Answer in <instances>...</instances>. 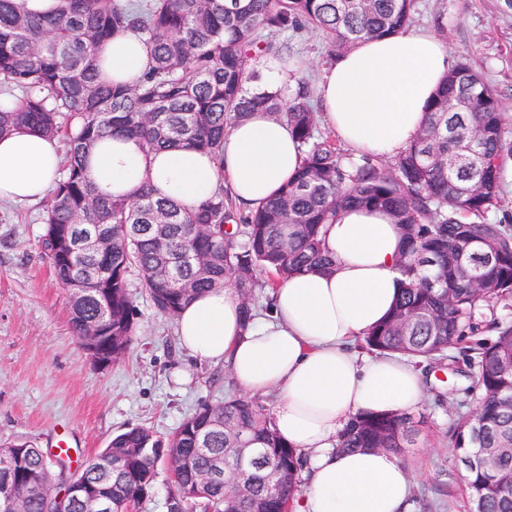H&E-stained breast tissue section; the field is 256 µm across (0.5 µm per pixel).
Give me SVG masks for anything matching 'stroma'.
Instances as JSON below:
<instances>
[{"instance_id": "stroma-1", "label": "stroma", "mask_w": 512, "mask_h": 512, "mask_svg": "<svg viewBox=\"0 0 512 512\" xmlns=\"http://www.w3.org/2000/svg\"><path fill=\"white\" fill-rule=\"evenodd\" d=\"M418 4L414 27L436 30L454 61L469 63L512 114V0ZM266 39L289 43L298 78L317 84L330 62L320 32ZM43 216L40 203H0V443L26 440L46 449L63 438L72 459L83 460L126 428L145 426L165 436L199 406L236 393L222 366L198 363L180 347L174 321L156 314L134 274L133 341L119 362L94 366L42 254ZM471 385V377L445 376V404L429 399L410 412L417 434L401 462L415 477L413 499L431 501V512H469L464 473L446 431Z\"/></svg>"}]
</instances>
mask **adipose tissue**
Segmentation results:
<instances>
[{
    "mask_svg": "<svg viewBox=\"0 0 512 512\" xmlns=\"http://www.w3.org/2000/svg\"><path fill=\"white\" fill-rule=\"evenodd\" d=\"M97 56L118 83L136 82L149 48L132 32L101 44ZM454 61L432 30L367 39L339 53L318 84V104L353 156H397L427 120L426 108ZM303 156L287 121L257 109L224 137V159L187 146L148 150L107 135L85 158L99 190L135 198L143 187L193 209L228 183L251 211L291 180ZM58 142L27 131L0 137V202L41 200L58 178ZM335 264L300 272L271 295L267 312L246 315L231 287L196 295L176 319L178 341L198 362L224 364L253 395L275 393L278 434L304 454L306 490L294 512H411L407 468L382 450L344 453L337 437L363 412H402L426 397L423 373L398 355L363 357L354 345L391 312L401 286L402 234L386 211L340 210L323 227Z\"/></svg>",
    "mask_w": 512,
    "mask_h": 512,
    "instance_id": "adipose-tissue-1",
    "label": "adipose tissue"
}]
</instances>
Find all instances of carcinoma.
Instances as JSON below:
<instances>
[{
	"mask_svg": "<svg viewBox=\"0 0 512 512\" xmlns=\"http://www.w3.org/2000/svg\"><path fill=\"white\" fill-rule=\"evenodd\" d=\"M417 0H55L33 12L26 0H0V87L20 91L11 110H0V135L29 128L67 145L63 176L45 203L41 247L59 283H70L84 267L105 271L112 309L94 297H66L75 335L89 321L112 324L127 337L112 345L121 359L135 334L128 276L138 272L140 288L156 311L168 318L195 295L229 285L246 313L258 288H273L306 270H327L333 261L322 245L321 227L340 208L365 206L391 214L403 231L400 274L408 280L389 316L363 338L376 355L401 354L428 368L459 373L448 350L463 344L477 328L482 304L512 301V224L492 223L487 212L500 203L501 169L512 154L507 116L494 90L466 63L443 80L428 106L426 127L392 162L355 159L330 138L315 137L317 115L309 83L297 80L288 96L256 97L244 87L248 62L274 50L265 32L321 31L325 51L337 52L369 36L408 30ZM131 31L152 50V62L134 86L100 79L96 48L114 34ZM290 58L288 44L275 49ZM454 102L466 112H450ZM257 107L291 124L304 155L298 175L262 207L239 215L229 206L224 186L191 211L145 188L134 202L105 195L88 178L84 158L106 134H122L151 150L185 145L224 162V135L231 123ZM482 131L472 146L470 131ZM99 224L126 240L110 255L66 258L53 239L75 224ZM205 228L192 232L190 225ZM489 240L494 254L477 256L473 242ZM187 251L213 258L211 276L194 280L191 290L158 274L161 263ZM266 279H261V276ZM475 368L474 408L448 430L457 458L477 448L512 443V323L498 326L490 343L466 350ZM271 452L245 461L224 449L239 437ZM406 414L361 413L338 437L344 451L383 448L399 456L414 442ZM26 453L7 467L1 457ZM139 448L137 456L127 453ZM177 452L186 467L171 475L167 512H184L194 501L203 512H283L301 486L302 455L276 434L272 416L257 397L230 395L224 412L206 405L174 432L161 438L145 427L114 437L100 452L119 462L103 487L112 512H131L152 490L158 464ZM244 476L243 496H230L224 480L196 483L197 471L215 456ZM72 460L51 467L27 441L0 444V491L16 481L29 483L28 512H78L48 498L43 484L58 487L71 477ZM471 507L480 512H512V450L465 472Z\"/></svg>",
	"mask_w": 512,
	"mask_h": 512,
	"instance_id": "1",
	"label": "carcinoma"
}]
</instances>
